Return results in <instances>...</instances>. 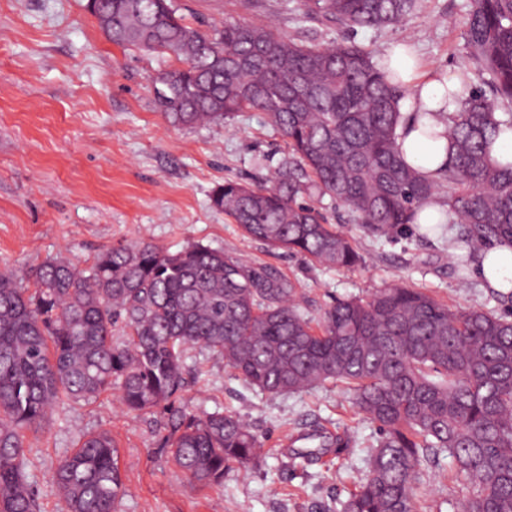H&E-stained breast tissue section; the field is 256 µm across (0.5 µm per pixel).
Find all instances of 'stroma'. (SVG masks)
<instances>
[{
	"mask_svg": "<svg viewBox=\"0 0 512 512\" xmlns=\"http://www.w3.org/2000/svg\"><path fill=\"white\" fill-rule=\"evenodd\" d=\"M296 0H173L200 30L233 17L273 26L305 44L348 41L384 57L409 45L424 72L457 70L469 60L457 22L468 0H418L404 25L355 28L303 15ZM174 57L112 44L86 0H0V266L33 285L35 269L58 254L88 267L100 247L126 240L178 251L201 243L278 269L296 283L312 318L338 298L365 299L397 284L419 288L449 307L497 314L512 295L477 274L456 224H414L386 235L354 223L343 207H327L337 231L350 235L360 266L326 268L301 256L268 251L244 237L210 196L225 180L264 184L289 149L265 113L246 111L219 124H169L154 99V80ZM187 383L176 401L189 411L234 412L259 436L258 466L202 485L174 464L163 409L132 414L116 392L88 402L59 403L39 431L25 434L30 482L41 512H66L53 475L88 434L109 431L119 454L120 512H341L367 471L379 433L351 403L341 383L307 391L254 390L202 347L189 351ZM350 436L341 452L298 458L303 435ZM474 484L448 456L424 465L416 512H459Z\"/></svg>",
	"mask_w": 512,
	"mask_h": 512,
	"instance_id": "35a3bbf8",
	"label": "stroma"
}]
</instances>
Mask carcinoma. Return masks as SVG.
<instances>
[{
  "label": "carcinoma",
  "instance_id": "obj_1",
  "mask_svg": "<svg viewBox=\"0 0 512 512\" xmlns=\"http://www.w3.org/2000/svg\"><path fill=\"white\" fill-rule=\"evenodd\" d=\"M308 15L350 28L402 23L417 0H298ZM115 45L172 55L155 78L164 118L221 123L254 110L288 140L270 186L228 180L210 197L244 235L328 268L362 256L307 196L329 198L372 232L418 222L433 197L465 226L470 253L512 243V161L491 156L512 130V0H470L463 35L493 97L465 93L470 70L448 73L459 111L401 112L405 90L373 51L352 42L297 43L270 26L226 20L209 33L172 0H87ZM428 116L448 125L437 179L405 163L399 128ZM204 347L269 394L343 383L380 438L343 512H415L423 461L448 454L477 485L461 512H512V315L450 308L404 285L339 299L312 326L294 282L202 244L172 253L151 243L100 249L91 266L51 258L35 288L0 267V512H39L24 433L59 402L116 390L130 413L175 414L165 445L191 480L221 484L259 460L261 442L238 415L175 408L188 349ZM349 440L304 449L320 457ZM67 512H118L124 484L106 431L88 434L54 472Z\"/></svg>",
  "mask_w": 512,
  "mask_h": 512
}]
</instances>
